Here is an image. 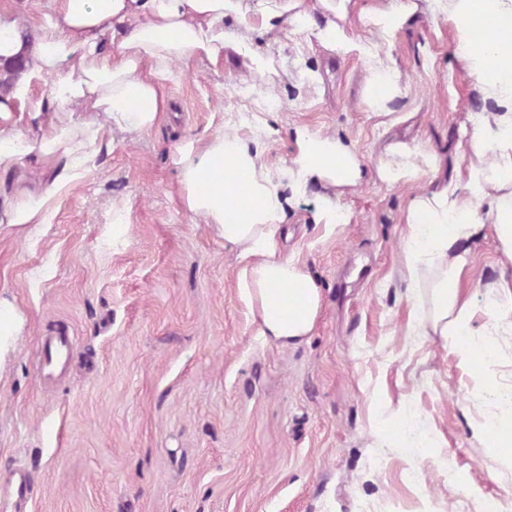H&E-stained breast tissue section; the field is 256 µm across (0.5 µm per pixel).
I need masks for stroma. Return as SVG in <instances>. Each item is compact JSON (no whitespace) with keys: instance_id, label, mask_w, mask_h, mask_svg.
Here are the masks:
<instances>
[{"instance_id":"1","label":"stroma","mask_w":512,"mask_h":512,"mask_svg":"<svg viewBox=\"0 0 512 512\" xmlns=\"http://www.w3.org/2000/svg\"><path fill=\"white\" fill-rule=\"evenodd\" d=\"M391 38L400 87L374 115L364 103L365 62L291 33L287 17L252 18L257 46L279 49L270 78L225 53L218 65L174 64L164 83L172 109L147 133L102 147L95 167L49 203L51 221L0 224V302L19 328L0 361V504L7 512H483L512 503V471L492 473L472 431L489 400L478 361L455 340L407 328L405 214L411 200L456 180L468 158L460 125L488 104L458 69L454 32L428 0ZM390 0H350L345 19L302 0L319 25L339 20L356 43L367 17ZM319 75L303 85L299 70ZM279 106L262 109L256 95ZM259 139L274 167L290 163L295 132L309 128L352 145L363 180L337 203L350 221L316 222L314 184L286 208L280 238L316 281L322 303L301 344L257 334L236 287L238 264L181 204L177 147L219 128ZM433 155L435 172L391 185L377 172L395 148ZM127 222L113 247L114 209ZM501 267L483 225L462 294L484 332V286ZM68 328L73 355L58 382L40 373V341ZM399 421L406 445L379 440ZM430 456H419L422 448ZM30 494L10 506L15 472Z\"/></svg>"}]
</instances>
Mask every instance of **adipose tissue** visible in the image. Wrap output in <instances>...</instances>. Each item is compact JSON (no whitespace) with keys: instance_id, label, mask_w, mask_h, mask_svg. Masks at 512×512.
<instances>
[{"instance_id":"1","label":"adipose tissue","mask_w":512,"mask_h":512,"mask_svg":"<svg viewBox=\"0 0 512 512\" xmlns=\"http://www.w3.org/2000/svg\"><path fill=\"white\" fill-rule=\"evenodd\" d=\"M434 12L455 28L454 58L473 79L493 110L472 114L460 139L470 150L464 182H451L412 201L405 218V277L410 302L408 330L415 336H458L480 347L487 365L499 359L495 340L500 322L512 319V281L489 282L490 336L478 341L470 326L472 308L459 284L473 257L481 224L494 226L498 247L512 263V0H431ZM44 22L34 28L35 49L27 51L16 27L0 45L5 56L30 52L29 78L0 99V175L15 182L0 209V223L44 224L48 203L70 180L88 174L105 134L131 136L153 129L169 110L163 82L174 63L218 64L225 49L267 70L271 59L250 36L249 12L271 21L282 11L271 0H49ZM407 7L392 0L370 17L377 41L359 46L369 62L368 86L396 94L397 80L381 53L402 26ZM235 17L240 29L224 28ZM498 32L484 48L472 38L486 19ZM298 33H310L330 49L350 39L336 24L318 25L310 11L288 16ZM49 76L48 101L57 110L34 131L18 128L16 107L43 110L33 99L31 80ZM297 153L284 170L271 169L258 140L223 130L205 145L178 148L183 207L211 224L241 265L237 288L258 321V333L282 347L311 335L321 306L315 280L293 258L282 255L278 234L285 191L300 193L318 183L330 188L357 184L361 163L336 136L305 128L296 132ZM40 169L37 182L28 175ZM474 432L485 439L493 463L512 467V406L486 419Z\"/></svg>"}]
</instances>
